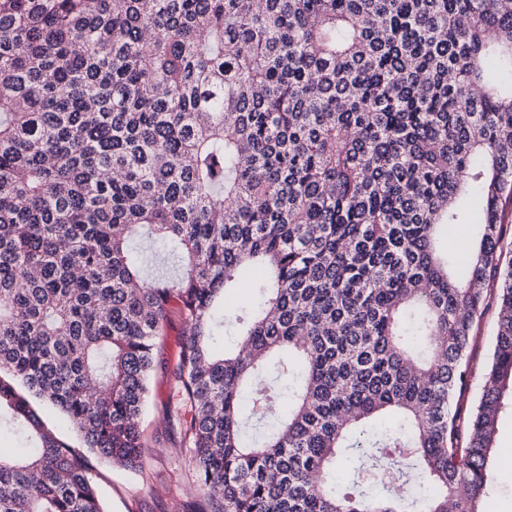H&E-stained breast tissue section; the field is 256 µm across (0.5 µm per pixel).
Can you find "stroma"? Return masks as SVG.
Masks as SVG:
<instances>
[{"label": "stroma", "mask_w": 512, "mask_h": 512, "mask_svg": "<svg viewBox=\"0 0 512 512\" xmlns=\"http://www.w3.org/2000/svg\"><path fill=\"white\" fill-rule=\"evenodd\" d=\"M498 281H487L486 307L473 326L467 360L469 387L460 397L462 418H469L478 403L484 374L489 365L498 323ZM182 325L173 322L159 348L157 358L163 368L151 378L147 403L140 416L143 443L142 462L130 469L96 464L94 477L104 497L107 512H200L202 497L181 451L180 420H165L163 410L173 396L172 372L178 362ZM491 483L483 500V512H512V395L504 399L489 461ZM372 498L397 494L410 500H424L432 485L414 476L394 478L361 486Z\"/></svg>", "instance_id": "1"}]
</instances>
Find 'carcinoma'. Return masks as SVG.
I'll return each instance as SVG.
<instances>
[{"label":"carcinoma","instance_id":"cac0c4a2","mask_svg":"<svg viewBox=\"0 0 512 512\" xmlns=\"http://www.w3.org/2000/svg\"><path fill=\"white\" fill-rule=\"evenodd\" d=\"M512 10L502 0H0V512H105L172 310L201 512H415L336 490L412 464L482 512L512 383ZM479 228L467 264L439 244ZM174 274L146 273L141 230ZM259 267L258 302L224 296ZM500 283L467 426L454 396ZM239 340L218 352L224 328ZM294 386L279 428L249 440ZM55 407L82 447L36 403ZM401 417L370 441L366 424ZM502 230L500 264L507 267L508 263L512 262V199L503 202ZM43 417L61 439L68 442L75 448L81 447V443L77 439L69 423L55 410L45 408L43 410Z\"/></svg>","mask_w":512,"mask_h":512}]
</instances>
